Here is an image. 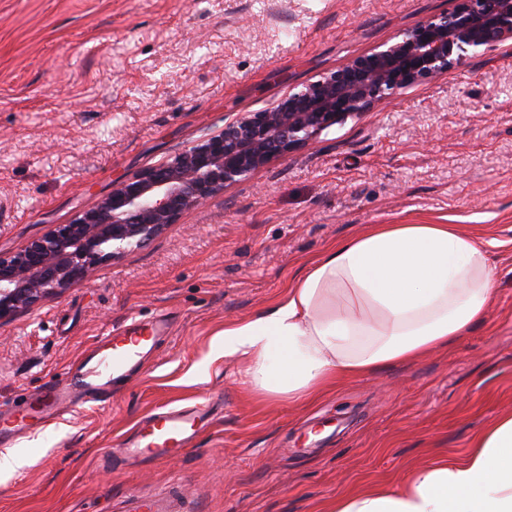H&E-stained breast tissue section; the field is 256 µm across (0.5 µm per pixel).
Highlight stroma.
Here are the masks:
<instances>
[{
	"mask_svg": "<svg viewBox=\"0 0 512 512\" xmlns=\"http://www.w3.org/2000/svg\"><path fill=\"white\" fill-rule=\"evenodd\" d=\"M452 5L0 0V253ZM371 224H453L482 242L497 274L484 319L314 401L256 397L216 333ZM159 317L168 337L105 404L0 447L24 460L0 471V512H126L131 495L172 488L189 512H327L463 456L512 411V40L324 130L0 322V411L66 380L107 330ZM200 403L209 423L187 453L126 464L152 414Z\"/></svg>",
	"mask_w": 512,
	"mask_h": 512,
	"instance_id": "stroma-1",
	"label": "stroma"
}]
</instances>
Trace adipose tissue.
<instances>
[{"label":"adipose tissue","instance_id":"obj_1","mask_svg":"<svg viewBox=\"0 0 512 512\" xmlns=\"http://www.w3.org/2000/svg\"><path fill=\"white\" fill-rule=\"evenodd\" d=\"M494 292L485 248L455 225L374 224L303 266L283 300L225 327L224 353L260 396L300 400L448 345ZM330 512H512V413L463 457L338 498Z\"/></svg>","mask_w":512,"mask_h":512}]
</instances>
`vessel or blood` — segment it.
<instances>
[{
	"label": "vessel or blood",
	"instance_id": "b4317fda",
	"mask_svg": "<svg viewBox=\"0 0 512 512\" xmlns=\"http://www.w3.org/2000/svg\"><path fill=\"white\" fill-rule=\"evenodd\" d=\"M167 325L159 321L148 326L132 324L109 330L96 344L99 358L91 366L72 372L64 386H48L46 401L34 423L6 422L0 427V437L28 431L30 426L46 427L74 412L81 403L101 399V393L113 380L138 369L141 359L157 344ZM204 415L203 409H168L156 413L146 434L124 451L128 464L146 458L169 459L183 455L192 440L196 426ZM179 501L163 496H134L130 512H181Z\"/></svg>",
	"mask_w": 512,
	"mask_h": 512
}]
</instances>
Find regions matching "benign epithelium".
Segmentation results:
<instances>
[{"label":"benign epithelium","mask_w":512,"mask_h":512,"mask_svg":"<svg viewBox=\"0 0 512 512\" xmlns=\"http://www.w3.org/2000/svg\"><path fill=\"white\" fill-rule=\"evenodd\" d=\"M512 38V0H454L441 12L289 92L245 112L173 159L130 174L69 224L0 254V322L86 280L94 268L147 245L187 209L305 146L323 130L443 72L469 48Z\"/></svg>","instance_id":"1"}]
</instances>
